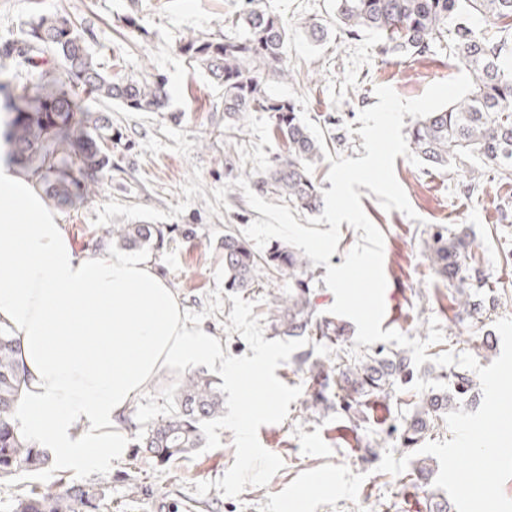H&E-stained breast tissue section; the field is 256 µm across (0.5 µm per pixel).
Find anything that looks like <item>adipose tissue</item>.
<instances>
[{
    "instance_id": "obj_1",
    "label": "adipose tissue",
    "mask_w": 512,
    "mask_h": 512,
    "mask_svg": "<svg viewBox=\"0 0 512 512\" xmlns=\"http://www.w3.org/2000/svg\"><path fill=\"white\" fill-rule=\"evenodd\" d=\"M0 323L19 340L20 431L67 458L120 448L119 421L163 369L217 359L152 265L77 253L32 175L0 161Z\"/></svg>"
}]
</instances>
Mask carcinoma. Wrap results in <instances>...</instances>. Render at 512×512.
<instances>
[{
    "label": "carcinoma",
    "mask_w": 512,
    "mask_h": 512,
    "mask_svg": "<svg viewBox=\"0 0 512 512\" xmlns=\"http://www.w3.org/2000/svg\"><path fill=\"white\" fill-rule=\"evenodd\" d=\"M489 22L495 31H478L472 19ZM332 22L350 36L374 33L380 53L425 55L447 44L458 65L469 72L473 88L465 98L418 119L408 131L414 153L433 167L480 160L497 174L512 176V0H335ZM230 25L243 30L238 37L196 36L179 42V52L194 62L216 84L224 87V122L233 134L244 127L250 113L270 112L277 134L288 145L263 173L244 172L254 188L294 208L313 212L321 195L312 176L323 151L300 121L293 102L270 95L266 84L288 79L284 48L288 25L275 13L245 0ZM304 29L311 41L322 43L327 25L309 20ZM34 68L24 77L21 92L9 104L7 133L9 158L29 171L38 187L56 204L95 193L110 158L104 144L111 139L112 123L101 113L82 111L64 88L71 83L97 100L115 102L132 112H163L168 105L165 81L148 76L109 74L98 61L69 15H40L20 38L0 44V62L14 58ZM62 68L64 76L56 73ZM118 239L128 248L159 245L164 230L157 224H113L100 237ZM225 286L244 291L260 273L270 278L288 276V289L271 294L267 314L278 335L307 336L318 342L340 328L319 319L309 300L310 260L294 248L276 243L258 254L236 233H224ZM428 249L436 272L456 288V301L468 316L491 309L481 295L485 274L467 235L439 227ZM17 339L0 326V478L29 472L53 479L58 489L45 492L33 485L16 495L12 512H102L108 505V483H75L57 473L49 454L18 430L15 413L24 371L17 358ZM299 366L311 377L333 381L342 395L343 409L361 396H388L414 375L405 351L383 355L379 349L354 361L339 350L336 365L299 355ZM453 395L473 389L470 372L448 374ZM220 382L199 373L177 381L171 409L145 425L128 417L133 447L160 465H170L204 447L200 423L224 415ZM451 397L435 393L422 399L414 415L400 427L402 446L415 449Z\"/></svg>",
    "instance_id": "obj_1"
}]
</instances>
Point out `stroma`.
Wrapping results in <instances>:
<instances>
[{"instance_id": "35a3bbf8", "label": "stroma", "mask_w": 512, "mask_h": 512, "mask_svg": "<svg viewBox=\"0 0 512 512\" xmlns=\"http://www.w3.org/2000/svg\"><path fill=\"white\" fill-rule=\"evenodd\" d=\"M285 21L291 38L285 48L288 83L307 96L308 115L320 128L336 126L330 154L357 159L365 156L359 134L360 110L377 104L375 87L389 86L405 99L420 97L427 87L461 71L448 50L416 57H384L376 39L365 33L352 39L330 32L326 43L310 41L302 24L331 23L334 0H262ZM242 0H0V42L19 37L28 22L41 14L69 12L78 29L104 66L120 63L123 74L149 73L163 78L169 92L164 112H130L116 104L99 103L112 120V139L105 145L112 167L103 173L89 199L56 208L78 251L95 250L103 230L111 224L146 222L172 227L170 242L162 248L130 251L133 259H148L177 294L185 319L216 337L224 354H247L239 332H227L234 304L224 286L225 229L242 231L260 212L248 205L242 188L217 202L214 189L229 177L225 156L239 170L265 171L272 159L285 153L284 142L273 130L269 113L254 112L237 137L224 136V96L197 66L188 63L177 45L192 35L227 34L225 18L234 17ZM136 14L142 31H129L123 19ZM395 176L415 210V217L384 211L377 196L360 187V201L372 223L384 234V273L387 280L382 329L408 338L427 340L428 321L437 319L442 341L429 343L430 362L415 369L412 381L387 397H363L357 417L338 403L309 407L312 384L296 359L276 369L288 386H301L284 422L261 426L258 438L284 466L267 486L246 487L238 497L210 489L203 501L210 512H436L446 501L435 488L439 462L431 455L410 461L393 476L378 465L386 448L402 458L395 426L410 417L430 392L447 388L445 367L433 364L444 352L472 354L488 366L501 353L495 329L499 319L512 317V179L495 172L474 173L469 167L445 169L415 166L395 159ZM467 232L486 274L485 295L495 308L487 314H460L455 290L436 273L426 242L436 228ZM340 242L328 265H317L310 298L320 317L334 303L324 276L328 266L343 264L359 234L348 223L340 225ZM177 378L163 370L133 402L135 415L149 420L166 413ZM219 448L188 457L166 467L153 459L138 463L135 478L152 489L151 495L131 498V448L106 460L86 461L54 457L53 464L77 482L92 479L109 483L112 512H158L165 492L190 500L196 485L223 477L235 461L233 433L221 431Z\"/></svg>"}]
</instances>
